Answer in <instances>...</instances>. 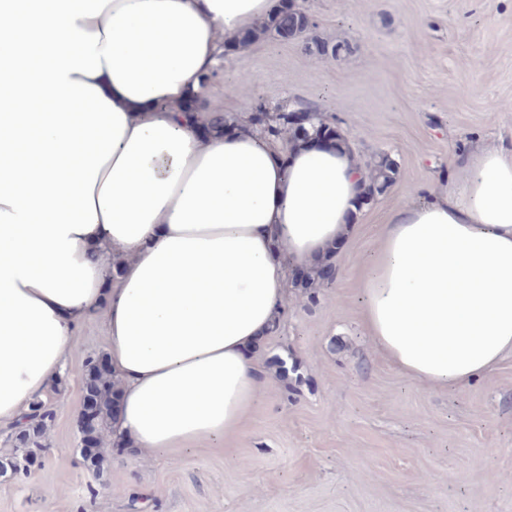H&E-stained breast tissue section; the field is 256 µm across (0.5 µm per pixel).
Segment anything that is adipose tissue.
Returning <instances> with one entry per match:
<instances>
[{"mask_svg": "<svg viewBox=\"0 0 512 512\" xmlns=\"http://www.w3.org/2000/svg\"><path fill=\"white\" fill-rule=\"evenodd\" d=\"M273 8L0 0V425L56 383L99 309L137 447L181 460L256 406L288 278L341 248L365 182L348 149L179 112ZM452 171L390 212L361 282L375 350L441 388L512 357V147L475 145Z\"/></svg>", "mask_w": 512, "mask_h": 512, "instance_id": "1", "label": "adipose tissue"}]
</instances>
